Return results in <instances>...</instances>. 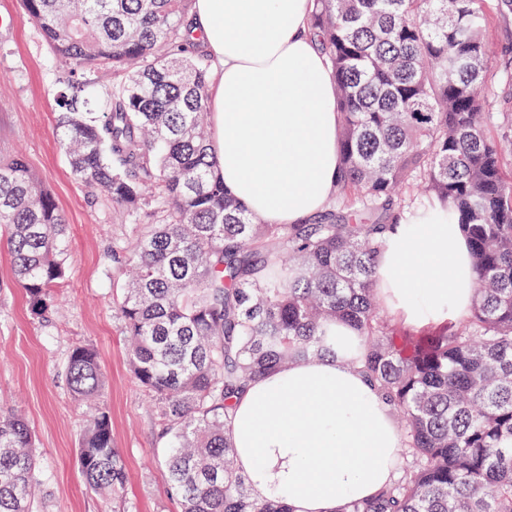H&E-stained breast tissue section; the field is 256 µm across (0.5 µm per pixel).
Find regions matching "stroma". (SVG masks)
<instances>
[{
    "label": "stroma",
    "instance_id": "stroma-1",
    "mask_svg": "<svg viewBox=\"0 0 512 512\" xmlns=\"http://www.w3.org/2000/svg\"><path fill=\"white\" fill-rule=\"evenodd\" d=\"M492 72L483 94L492 107L488 130L512 137V82L498 76L512 60V11L491 10L487 27ZM62 67L29 19L22 0H0V157L22 153L70 225L71 263L56 294L59 314L32 318L0 246V408L23 415L36 437L41 512H112L111 499L88 489L77 465L87 409L65 377L72 348L95 349L105 377L99 400L110 411L112 440L125 459L127 512H178L166 498L157 420L129 372L127 346L113 306L124 278L112 261L114 242H131L127 212L75 179L55 133Z\"/></svg>",
    "mask_w": 512,
    "mask_h": 512
}]
</instances>
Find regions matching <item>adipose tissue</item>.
I'll return each instance as SVG.
<instances>
[{
  "mask_svg": "<svg viewBox=\"0 0 512 512\" xmlns=\"http://www.w3.org/2000/svg\"><path fill=\"white\" fill-rule=\"evenodd\" d=\"M311 0H195L191 28L215 66L210 151L224 188L255 215L294 224L322 210L340 167L336 85L310 29ZM423 274L425 287L413 285ZM469 248L444 224L399 225L377 285L406 322L464 316ZM237 464L252 495L291 512H342L396 478L399 426L343 354L314 356L252 381L236 402Z\"/></svg>",
  "mask_w": 512,
  "mask_h": 512,
  "instance_id": "1",
  "label": "adipose tissue"
}]
</instances>
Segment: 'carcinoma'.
<instances>
[{
	"instance_id": "obj_1",
	"label": "carcinoma",
	"mask_w": 512,
	"mask_h": 512,
	"mask_svg": "<svg viewBox=\"0 0 512 512\" xmlns=\"http://www.w3.org/2000/svg\"><path fill=\"white\" fill-rule=\"evenodd\" d=\"M193 0H24L62 63L56 135L75 178L137 221L112 261L136 383L152 398L179 512H290L246 489L231 440L250 381L335 348L403 429V476L343 512H512V174L482 90L490 0H314L311 30L336 83L342 167L324 211L268 224L224 190L208 152L210 59L185 38ZM112 68L97 112L86 73ZM408 183L428 197L413 206ZM438 217L468 240L473 304L460 324L412 334L378 311L376 273L394 219ZM0 229L30 315L47 317L69 265L68 224L16 154L0 159ZM358 340L323 335L336 321ZM66 381L95 401L93 348ZM35 435L0 410V512H38ZM78 463L123 499L109 411L95 409Z\"/></svg>"
}]
</instances>
